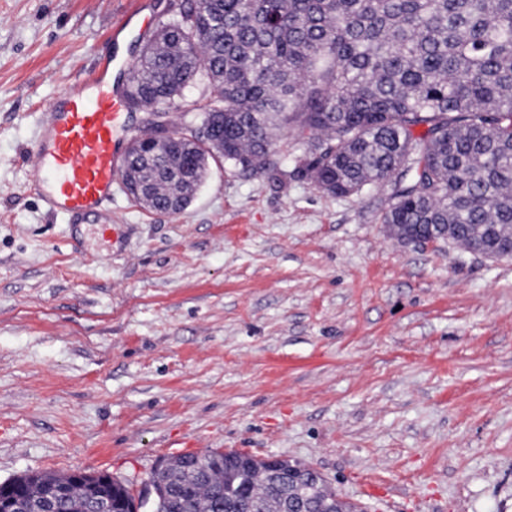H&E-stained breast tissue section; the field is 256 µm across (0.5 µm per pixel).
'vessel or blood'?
<instances>
[{"mask_svg":"<svg viewBox=\"0 0 512 512\" xmlns=\"http://www.w3.org/2000/svg\"><path fill=\"white\" fill-rule=\"evenodd\" d=\"M128 68L118 57L98 59L74 88L47 102L29 160L49 211L82 218L111 204L129 129L125 98L108 73Z\"/></svg>","mask_w":512,"mask_h":512,"instance_id":"1","label":"vessel or blood"}]
</instances>
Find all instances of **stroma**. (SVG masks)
I'll use <instances>...</instances> for the list:
<instances>
[{"instance_id":"obj_1","label":"stroma","mask_w":512,"mask_h":512,"mask_svg":"<svg viewBox=\"0 0 512 512\" xmlns=\"http://www.w3.org/2000/svg\"><path fill=\"white\" fill-rule=\"evenodd\" d=\"M133 2L0 0V483L104 472L142 497L163 459L219 449L308 464L367 512H512V259L400 244L390 185L221 162L177 214L119 189L72 234L45 208L44 104Z\"/></svg>"}]
</instances>
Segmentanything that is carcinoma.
I'll list each match as a JSON object with an SVG mask.
<instances>
[{"mask_svg": "<svg viewBox=\"0 0 512 512\" xmlns=\"http://www.w3.org/2000/svg\"><path fill=\"white\" fill-rule=\"evenodd\" d=\"M125 101L141 112L122 177L136 201L170 213L196 197L211 161L282 182L307 180L336 197L378 184L393 191L382 223L451 240L469 252L512 254V0H184L134 59ZM212 89L162 120L193 85ZM294 137L292 171L272 131ZM237 453L171 456L150 475L153 512H363L314 468L288 474ZM62 474L9 482L46 512H97L57 495ZM105 512L133 496L92 474Z\"/></svg>", "mask_w": 512, "mask_h": 512, "instance_id": "obj_1", "label": "carcinoma"}]
</instances>
